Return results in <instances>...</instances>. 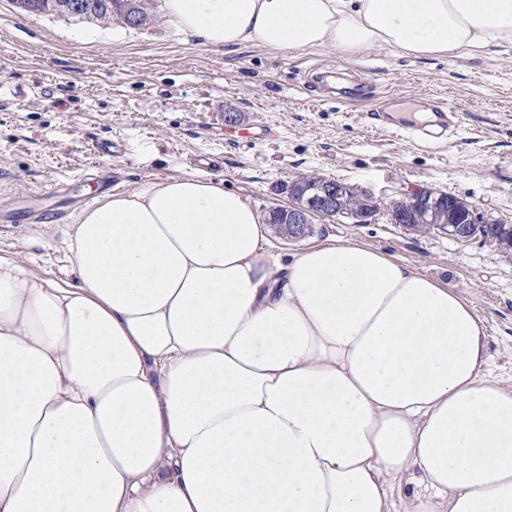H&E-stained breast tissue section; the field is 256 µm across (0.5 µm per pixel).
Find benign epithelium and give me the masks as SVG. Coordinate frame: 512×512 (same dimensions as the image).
<instances>
[{"mask_svg": "<svg viewBox=\"0 0 512 512\" xmlns=\"http://www.w3.org/2000/svg\"><path fill=\"white\" fill-rule=\"evenodd\" d=\"M86 8L83 0H53L50 11L55 13L78 15ZM288 193L294 198V204L288 209L274 208L272 212L281 215L288 223L287 238L298 241L309 232L312 218L317 215L333 217L347 224H370L385 213L390 222L407 228L418 218L427 214L448 212V222L435 225L437 232L462 242L471 240L465 227L455 223L451 215L459 211L461 198L447 192H438L427 187H417L406 193L388 198V207L384 211L370 207L361 210H348L342 206V198L350 194L377 201L379 197L365 187L353 185L338 179H330L309 189L296 180L288 185Z\"/></svg>", "mask_w": 512, "mask_h": 512, "instance_id": "obj_1", "label": "benign epithelium"}]
</instances>
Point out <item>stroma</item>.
<instances>
[{"instance_id":"1","label":"stroma","mask_w":512,"mask_h":512,"mask_svg":"<svg viewBox=\"0 0 512 512\" xmlns=\"http://www.w3.org/2000/svg\"><path fill=\"white\" fill-rule=\"evenodd\" d=\"M458 112L451 139L429 148L365 119L376 104L424 118L432 102ZM242 116L225 124V110ZM121 143L106 160L98 144ZM212 176L258 214L286 207L288 184L319 173L387 197L428 187L512 219V52L471 59H409L388 47L348 58L330 47L275 51L205 46L167 19L133 29L31 14L0 0V252L32 274L75 282L66 234L102 177L112 190L194 171ZM327 241L378 249L448 283L487 332L485 372L512 389V253L472 240L415 234L381 219L317 221L293 256Z\"/></svg>"}]
</instances>
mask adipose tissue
Masks as SVG:
<instances>
[{"instance_id":"obj_1","label":"adipose tissue","mask_w":512,"mask_h":512,"mask_svg":"<svg viewBox=\"0 0 512 512\" xmlns=\"http://www.w3.org/2000/svg\"><path fill=\"white\" fill-rule=\"evenodd\" d=\"M206 45L512 49V0H164ZM223 180L103 194L76 283L0 254V512H512V390L471 303L387 253L291 258Z\"/></svg>"}]
</instances>
